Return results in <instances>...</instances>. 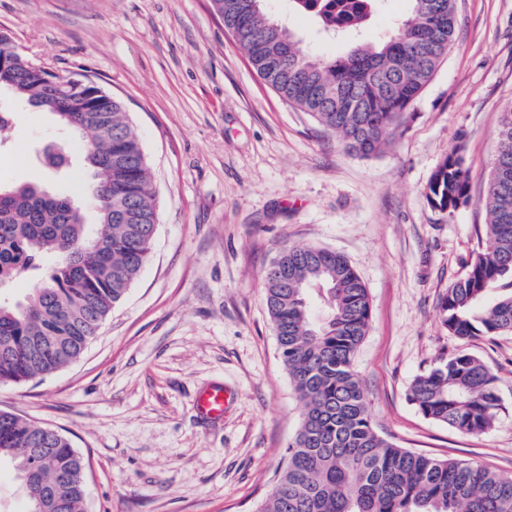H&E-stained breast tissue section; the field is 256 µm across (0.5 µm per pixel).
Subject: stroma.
Segmentation results:
<instances>
[{
	"instance_id": "35a3bbf8",
	"label": "stroma",
	"mask_w": 512,
	"mask_h": 512,
	"mask_svg": "<svg viewBox=\"0 0 512 512\" xmlns=\"http://www.w3.org/2000/svg\"><path fill=\"white\" fill-rule=\"evenodd\" d=\"M268 11L324 58L347 53L291 0ZM406 0H376L369 41ZM456 41L384 152L347 150L257 75L210 0H0L17 52L59 76L87 75L124 105L152 173L151 255L81 357L0 387V410L64 435L84 461L85 512H255L272 491L302 405L279 353L263 276L285 244L342 253L371 300L355 365L378 432L396 446L512 479V334L463 340L438 304L485 242L480 205L512 103V0H456ZM12 127L0 182L75 194L80 138L0 91ZM465 146L468 205L433 208L425 187ZM55 143L69 162L48 168ZM476 356L497 377L494 425L471 436L425 418L414 378L440 356ZM235 393L224 419H196L198 387Z\"/></svg>"
}]
</instances>
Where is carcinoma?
<instances>
[{
	"label": "carcinoma",
	"instance_id": "cac0c4a2",
	"mask_svg": "<svg viewBox=\"0 0 512 512\" xmlns=\"http://www.w3.org/2000/svg\"><path fill=\"white\" fill-rule=\"evenodd\" d=\"M210 2L265 84L363 157L395 140L456 34L455 0H409L389 40L356 43L328 60L271 18L264 0ZM293 2L336 37L360 31L374 0ZM50 77L0 71V83L23 103L54 113L67 130L87 127L82 151L92 176L83 193L99 224L85 223L74 197L35 183L0 184V385L52 374L81 356L141 271L158 224L150 169L122 103L102 96L100 111L86 112L82 98ZM497 137L482 200L486 246L439 303L441 324L461 338L512 334L511 105ZM425 196L450 213L469 203L463 147L439 163ZM275 263L278 272L264 274L265 300L303 418L257 512H512V479L398 448L378 434L354 364L371 303L348 259L285 245ZM23 278L27 293L12 296ZM409 399L424 417L471 435L490 429L500 408L496 376L466 351L416 376ZM2 458L26 489V512H84L82 458L64 436L1 411Z\"/></svg>",
	"mask_w": 512,
	"mask_h": 512
}]
</instances>
